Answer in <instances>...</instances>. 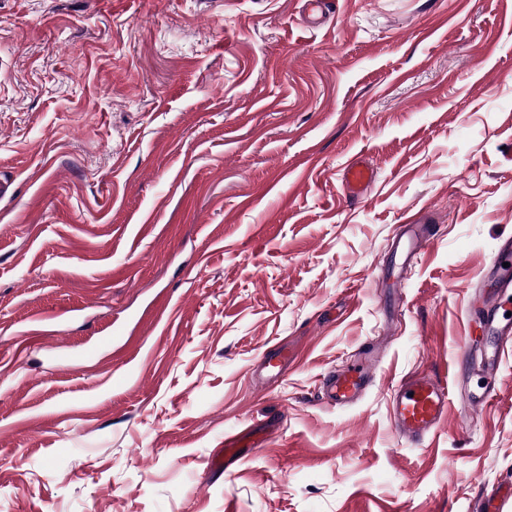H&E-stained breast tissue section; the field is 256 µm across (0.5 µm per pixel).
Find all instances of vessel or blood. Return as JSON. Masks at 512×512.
<instances>
[{"instance_id":"vessel-or-blood-1","label":"vessel or blood","mask_w":512,"mask_h":512,"mask_svg":"<svg viewBox=\"0 0 512 512\" xmlns=\"http://www.w3.org/2000/svg\"><path fill=\"white\" fill-rule=\"evenodd\" d=\"M345 189L350 198L365 195L376 180L375 169L363 158L349 159L342 169ZM436 228L418 231L408 227L404 244V259L412 261L418 244L433 240ZM497 287L494 292L479 293L478 299L486 308L485 326L495 332L502 341L512 340V239L499 246L492 260ZM260 362L267 369L269 382H278L288 366L286 351L263 353ZM372 380V362L364 359L345 367L326 380L327 402L345 406L353 402ZM459 382L458 371L443 375H415L402 379L391 389L390 420L397 434L407 443L418 444L430 436L445 420L452 390ZM243 457L240 436L236 433L224 437V454L215 457L211 470L218 471L224 462H237Z\"/></svg>"}]
</instances>
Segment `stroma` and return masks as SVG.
Returning <instances> with one entry per match:
<instances>
[{"instance_id": "stroma-1", "label": "stroma", "mask_w": 512, "mask_h": 512, "mask_svg": "<svg viewBox=\"0 0 512 512\" xmlns=\"http://www.w3.org/2000/svg\"><path fill=\"white\" fill-rule=\"evenodd\" d=\"M0 182V512H475L512 487V351L422 444L389 417L400 379L497 342L469 305L512 237V0H339L316 30L299 0H0ZM422 209L439 236L387 287ZM369 346L373 383L321 401ZM377 172L361 157L349 159L342 169L345 189L352 199L365 195L375 183ZM260 362L264 369L271 372L267 374L268 382L276 383L288 366V352L281 349L275 353L264 352ZM240 433H229L226 434L224 437V447L221 448L220 453H222V456L219 457L217 455L210 464V469L213 471H221L223 467V458L224 462L228 461L229 465L233 464L237 461H240L244 458V454L242 453V450L240 448H243V446L240 444ZM224 452V457H223Z\"/></svg>"}]
</instances>
